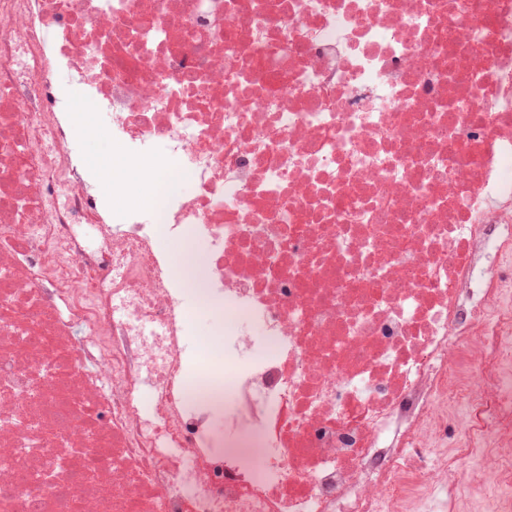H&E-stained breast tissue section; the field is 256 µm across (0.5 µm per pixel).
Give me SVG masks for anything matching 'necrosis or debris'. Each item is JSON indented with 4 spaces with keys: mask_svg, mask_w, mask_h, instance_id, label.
Segmentation results:
<instances>
[{
    "mask_svg": "<svg viewBox=\"0 0 512 512\" xmlns=\"http://www.w3.org/2000/svg\"><path fill=\"white\" fill-rule=\"evenodd\" d=\"M63 71L127 167L190 187L147 216L89 192ZM486 397L489 483L416 460ZM89 443L93 479L40 481ZM464 483L512 512V0H0V512H417ZM190 316L188 317L193 330L192 340L200 349H208L222 339L212 336L214 317L202 305L198 298L189 297Z\"/></svg>",
    "mask_w": 512,
    "mask_h": 512,
    "instance_id": "4bbe7bcc",
    "label": "necrosis or debris"
}]
</instances>
